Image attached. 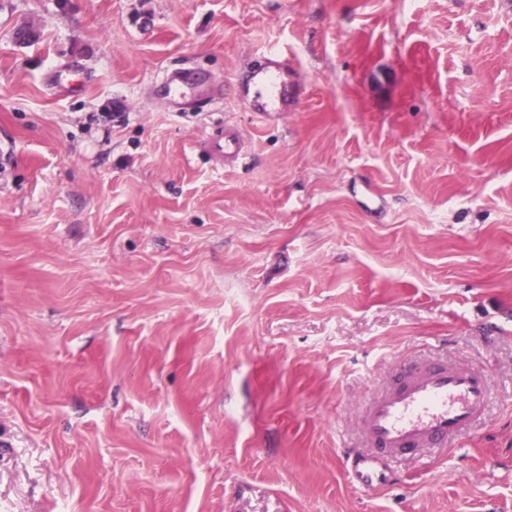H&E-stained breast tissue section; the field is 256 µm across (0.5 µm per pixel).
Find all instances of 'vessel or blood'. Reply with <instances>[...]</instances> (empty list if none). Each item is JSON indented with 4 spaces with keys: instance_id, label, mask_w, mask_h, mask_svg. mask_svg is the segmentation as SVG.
Returning a JSON list of instances; mask_svg holds the SVG:
<instances>
[{
    "instance_id": "1",
    "label": "vessel or blood",
    "mask_w": 512,
    "mask_h": 512,
    "mask_svg": "<svg viewBox=\"0 0 512 512\" xmlns=\"http://www.w3.org/2000/svg\"><path fill=\"white\" fill-rule=\"evenodd\" d=\"M257 91L252 109L260 115L288 111L286 59L269 53L254 71ZM205 148L217 163L237 160L243 150L237 131L217 126L205 137ZM490 402L483 370L445 359L406 362L388 389L363 402V446L348 454L344 465L360 487L378 490L391 483L392 465L444 448L484 418Z\"/></svg>"
}]
</instances>
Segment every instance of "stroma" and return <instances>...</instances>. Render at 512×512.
<instances>
[{
  "mask_svg": "<svg viewBox=\"0 0 512 512\" xmlns=\"http://www.w3.org/2000/svg\"><path fill=\"white\" fill-rule=\"evenodd\" d=\"M0 158V512H512V0H0ZM442 352L484 424L355 488ZM252 83L258 91L253 100V112L266 116L272 113L288 112L287 60L279 53H269L264 63L253 72ZM204 141L206 151L215 163L235 161L242 154L241 137L237 131L226 125L213 127Z\"/></svg>",
  "mask_w": 512,
  "mask_h": 512,
  "instance_id": "stroma-1",
  "label": "stroma"
}]
</instances>
